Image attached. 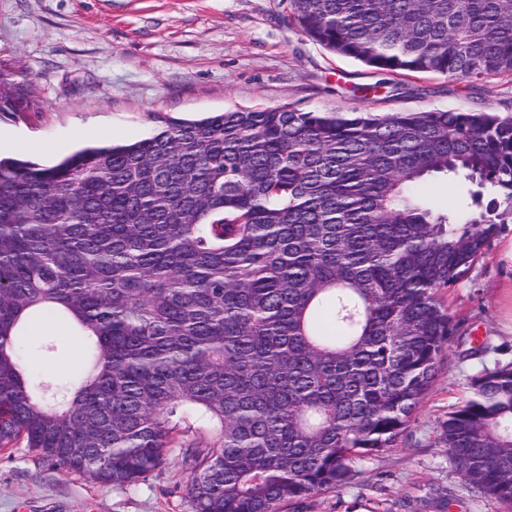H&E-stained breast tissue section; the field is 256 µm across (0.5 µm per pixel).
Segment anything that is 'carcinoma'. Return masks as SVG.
<instances>
[{"mask_svg": "<svg viewBox=\"0 0 512 512\" xmlns=\"http://www.w3.org/2000/svg\"><path fill=\"white\" fill-rule=\"evenodd\" d=\"M326 50L388 75L512 77V0H291ZM30 106L0 71V112ZM463 173L465 210L426 180ZM512 211V118L301 112L168 120L53 166L0 160V450L117 486L182 451L193 512H280L397 444L457 325L455 286ZM91 363L50 402L34 322ZM441 443L512 506V365L475 378ZM215 431L219 445L206 433Z\"/></svg>", "mask_w": 512, "mask_h": 512, "instance_id": "1", "label": "carcinoma"}]
</instances>
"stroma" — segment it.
<instances>
[{
  "mask_svg": "<svg viewBox=\"0 0 512 512\" xmlns=\"http://www.w3.org/2000/svg\"><path fill=\"white\" fill-rule=\"evenodd\" d=\"M290 0H0V70L27 80L34 109L0 112V131L30 142L32 162L49 165L101 140L132 143L162 121L212 112L289 106L303 112L488 111L512 117V78L474 85L435 73L391 77L392 91L355 95L379 82L372 68L330 53L291 18ZM460 175L426 186L439 207L470 201ZM467 275L442 295L459 326L436 380L396 447L355 461L356 474L281 512H507L474 493L440 442L449 411L473 395L481 369L467 351L490 342L493 361L512 364V213ZM29 352L57 401L86 364L72 326L38 330ZM180 452L149 479L112 486L55 469L27 448L0 452V512H192Z\"/></svg>",
  "mask_w": 512,
  "mask_h": 512,
  "instance_id": "1",
  "label": "stroma"
}]
</instances>
